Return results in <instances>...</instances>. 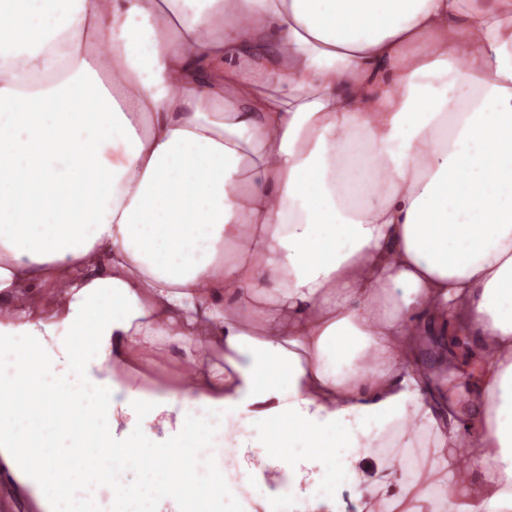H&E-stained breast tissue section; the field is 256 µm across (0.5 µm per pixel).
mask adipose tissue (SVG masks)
<instances>
[{"mask_svg": "<svg viewBox=\"0 0 512 512\" xmlns=\"http://www.w3.org/2000/svg\"><path fill=\"white\" fill-rule=\"evenodd\" d=\"M20 4L0 357L52 384L0 381V479L62 512L17 426L80 417L77 381L109 490L130 491L129 444L153 450L150 512H183L171 461L219 422L225 459L264 446L246 512H431L443 485L449 512H512V0H0V35ZM22 178L57 223H20ZM39 287L50 305L16 304ZM447 318L481 354L480 481L438 464L453 439L411 365ZM165 342L188 356L145 391ZM76 396H77V398L75 400V403L78 404L83 409L84 414L88 415V416H93L95 414V411L92 408V406L85 400L82 392L76 393ZM90 408L92 409L93 414H92V411ZM95 425H96V421L93 416L92 431H91L90 438H89V444L92 448H98V453L95 456L93 466L95 467L96 471L98 469H100V471H101V469L105 468L107 466V464L109 463L110 456L108 455L107 449L102 447L103 446L102 442L99 440V438L97 437V435L94 432Z\"/></svg>", "mask_w": 512, "mask_h": 512, "instance_id": "ef3b65f1", "label": "adipose tissue"}]
</instances>
